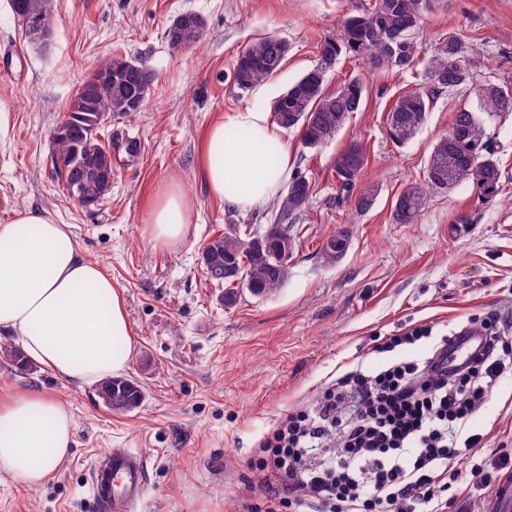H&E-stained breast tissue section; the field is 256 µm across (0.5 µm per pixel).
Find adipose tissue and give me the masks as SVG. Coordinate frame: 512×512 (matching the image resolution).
Wrapping results in <instances>:
<instances>
[{"mask_svg":"<svg viewBox=\"0 0 512 512\" xmlns=\"http://www.w3.org/2000/svg\"><path fill=\"white\" fill-rule=\"evenodd\" d=\"M242 129L246 138L229 132ZM275 147L277 166L264 150ZM290 150L270 112L244 107L204 133L198 175L210 197L242 212L276 198L290 171ZM190 200L178 183L153 199L145 233L157 247L185 241ZM0 335L20 337L26 354L80 385L123 371L135 345L112 278L84 257L68 225L46 212L18 210L0 224ZM73 418L57 397L37 390L0 394V471L23 486L44 485L70 454Z\"/></svg>","mask_w":512,"mask_h":512,"instance_id":"1","label":"adipose tissue"}]
</instances>
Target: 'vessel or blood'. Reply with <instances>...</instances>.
Segmentation results:
<instances>
[{
  "instance_id": "1",
  "label": "vessel or blood",
  "mask_w": 512,
  "mask_h": 512,
  "mask_svg": "<svg viewBox=\"0 0 512 512\" xmlns=\"http://www.w3.org/2000/svg\"><path fill=\"white\" fill-rule=\"evenodd\" d=\"M485 335L470 329L448 342V364L456 366L462 359L480 352ZM147 461L138 451L106 452L99 455L90 471V491L101 512H133L143 498ZM488 512H512V478H502L492 495Z\"/></svg>"
}]
</instances>
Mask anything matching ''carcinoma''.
Listing matches in <instances>:
<instances>
[{"mask_svg": "<svg viewBox=\"0 0 512 512\" xmlns=\"http://www.w3.org/2000/svg\"><path fill=\"white\" fill-rule=\"evenodd\" d=\"M28 2L47 26L53 25V0ZM434 4L435 0H372L369 6L356 8V13L344 20L339 35L320 43L315 64L275 101L276 123L285 130L300 129L302 146L309 150L334 139L350 114L360 111L365 93V85L357 77L344 81L334 91L328 90V77L341 58L359 59L370 71L402 73L413 69L421 60L416 32ZM183 28L184 45H199L204 41L205 23L200 16L195 14L187 19ZM288 50V42L275 35L253 41L234 61L235 84L246 91L266 81L280 70ZM474 53L473 47L450 34L426 61L429 79L439 89L472 90L477 104L474 109L463 107L454 113L448 134L433 148L424 183L407 185L397 197L392 210L395 224L415 223L432 190H447L470 182L484 202L497 200L501 192L502 173L494 159L492 142L486 136L483 116L512 114V84L478 81ZM98 70H110L114 75L128 78L132 96H118L107 87L99 88L91 98L95 131L91 133L83 125L71 128L67 137L56 142L53 163L56 176L67 186L73 176L75 150L88 155L92 163L84 168L83 177L89 183H98V193L103 198L112 188V182L99 179V172L112 165V152L101 141L103 133L113 119L134 111L131 97L149 95L154 75L142 63L123 56L106 59ZM429 106V98L416 91L399 97L386 118L392 142L403 145L411 141L423 124ZM366 164V151L358 143L346 147L333 164L338 191L347 198L354 197L353 210L358 215L368 212L378 195V188L370 185L353 193ZM313 193V182L305 173L297 171L286 191L273 203L275 222L267 225L261 244L251 243L249 235L235 225L226 226L223 233L209 240L203 254L222 272L224 306L237 303L239 285L235 284V271L238 269L246 273L249 282L246 291L254 297H267L284 286L288 262L300 244L295 220L307 210ZM349 242V231L338 230L321 246L323 260L329 265L336 264L344 257ZM112 382L118 388L113 394L111 411L130 413L141 406L138 391L130 385L132 379L118 377Z\"/></svg>", "mask_w": 512, "mask_h": 512, "instance_id": "obj_1", "label": "carcinoma"}]
</instances>
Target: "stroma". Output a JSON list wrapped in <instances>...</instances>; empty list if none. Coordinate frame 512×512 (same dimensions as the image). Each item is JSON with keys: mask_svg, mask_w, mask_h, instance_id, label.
I'll use <instances>...</instances> for the list:
<instances>
[{"mask_svg": "<svg viewBox=\"0 0 512 512\" xmlns=\"http://www.w3.org/2000/svg\"><path fill=\"white\" fill-rule=\"evenodd\" d=\"M362 0H54L47 46L29 44L10 0H0V223L19 209L45 211L70 225L85 256L120 292L136 351L124 371L145 400L130 413L110 412L94 386L75 385L31 364L20 369L0 353V389L41 390L65 401L75 444L47 483L23 488L0 473V512H100L89 489L90 467L104 451L135 449L148 461L146 489L135 512H251L262 491L251 462L263 436L292 409L356 365L375 368L376 337L412 325L450 335L487 313L512 319V115L486 122L502 170L503 193L478 199L463 184L431 192L413 224H396L392 205L423 182L431 151L473 92L434 90L424 66L403 74L372 72L342 59L328 78L336 89L359 77L367 91L336 138L310 151L301 132H285L292 167L315 185L298 222L301 246L274 295L240 291L235 306L207 279V242L225 225L265 228L270 205L241 213L212 199L197 175L205 128L223 114L274 102L315 63L320 43L339 34ZM184 12L202 16L207 38L172 50L166 30ZM477 43L478 80L512 82V0H437L418 37L423 55L448 33ZM275 35L290 46L261 90L241 91L231 71L238 53ZM119 55L144 63L155 81L142 109L113 120L103 143L112 153V190L97 206L78 207L58 180L51 130L97 64ZM428 94L430 110L416 137L393 144L387 113L411 91ZM368 163L359 185H375L370 211L353 216L336 189L332 165L350 143ZM177 181L194 220L185 241L157 248L143 234L158 191ZM350 246L336 265L319 247L340 227ZM465 434L490 481L512 459V369Z\"/></svg>", "mask_w": 512, "mask_h": 512, "instance_id": "stroma-1", "label": "stroma"}]
</instances>
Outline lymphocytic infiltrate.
I'll return each instance as SVG.
<instances>
[{"label": "lymphocytic infiltrate", "instance_id": "1", "mask_svg": "<svg viewBox=\"0 0 512 512\" xmlns=\"http://www.w3.org/2000/svg\"><path fill=\"white\" fill-rule=\"evenodd\" d=\"M480 324L489 342L457 370L444 362L443 337L425 356L349 371L289 411L254 463L265 512L309 500L320 512H446L449 479L481 483L479 438L457 432L504 373L506 351L499 316Z\"/></svg>", "mask_w": 512, "mask_h": 512}]
</instances>
